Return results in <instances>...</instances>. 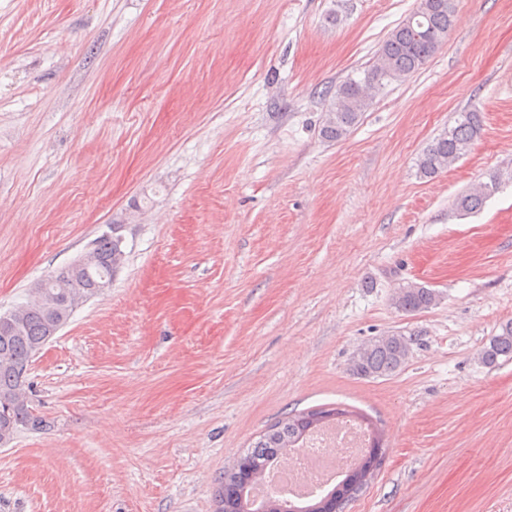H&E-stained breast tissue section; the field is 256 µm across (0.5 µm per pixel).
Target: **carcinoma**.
I'll list each match as a JSON object with an SVG mask.
<instances>
[{
	"label": "carcinoma",
	"mask_w": 512,
	"mask_h": 512,
	"mask_svg": "<svg viewBox=\"0 0 512 512\" xmlns=\"http://www.w3.org/2000/svg\"><path fill=\"white\" fill-rule=\"evenodd\" d=\"M456 0H419L418 8L396 26L381 44L373 64L361 77H350L336 86L330 96L321 136L330 141L344 138L359 122L371 102V89L380 90L416 73L447 38L455 19ZM483 130V115L476 109L459 113L455 125L442 132L417 160L419 175L431 178L465 156ZM502 177L495 173L489 182L462 193L455 199L456 210L464 215L480 211L498 189ZM119 225L112 234L98 238L80 266L62 267L30 289L29 299L17 307L14 326L0 330V441L8 444L22 430H38L45 421L34 414L23 392L30 363L49 341L53 325L65 326L78 307L80 294H92L99 282L116 272L125 260L119 245ZM438 295L430 288L408 285L393 297L395 307L405 313L421 312L436 305ZM410 340L400 334L375 340L360 350L353 370L366 378L388 377L402 368L410 353ZM501 356H512V321L504 324L482 353L487 365ZM359 419L372 433L367 453L355 466L360 469L376 453L384 452L382 435L367 415L342 406H324L291 415L271 425L251 448L224 472L216 495L215 512H245L247 490L287 451L299 447L312 430L340 418ZM367 483L359 478L341 479L314 503L278 502L268 512H345Z\"/></svg>",
	"instance_id": "obj_1"
}]
</instances>
